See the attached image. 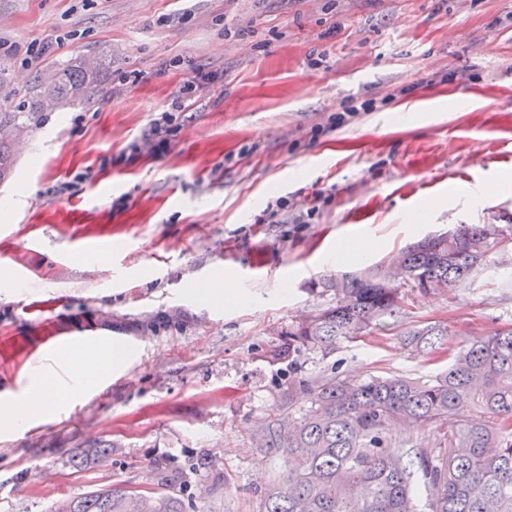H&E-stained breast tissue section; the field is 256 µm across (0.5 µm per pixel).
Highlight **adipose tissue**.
Instances as JSON below:
<instances>
[{"label":"adipose tissue","instance_id":"1","mask_svg":"<svg viewBox=\"0 0 512 512\" xmlns=\"http://www.w3.org/2000/svg\"><path fill=\"white\" fill-rule=\"evenodd\" d=\"M71 351L78 356L72 367L58 372L37 366L23 394H0V431L18 434L33 421L58 416L79 396L96 389L128 356L127 350L118 346L103 350L84 343L72 346Z\"/></svg>","mask_w":512,"mask_h":512}]
</instances>
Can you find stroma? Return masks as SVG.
Masks as SVG:
<instances>
[{
	"label": "stroma",
	"mask_w": 512,
	"mask_h": 512,
	"mask_svg": "<svg viewBox=\"0 0 512 512\" xmlns=\"http://www.w3.org/2000/svg\"><path fill=\"white\" fill-rule=\"evenodd\" d=\"M88 57L94 94L40 113L0 184V280L18 286L0 289V393L22 391L53 334L137 349L105 392L0 434V512L112 486L258 512L288 475L254 436L281 403L272 350L288 326L332 300L337 275L457 224H512V0H0L15 89ZM200 72L216 79L167 146L138 150ZM347 242L363 259L329 266ZM434 323L442 345L403 348L401 332ZM511 325L512 244L465 286L408 292L304 372L429 379L459 342Z\"/></svg>",
	"instance_id": "obj_1"
}]
</instances>
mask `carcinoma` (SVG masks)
<instances>
[{
  "mask_svg": "<svg viewBox=\"0 0 512 512\" xmlns=\"http://www.w3.org/2000/svg\"><path fill=\"white\" fill-rule=\"evenodd\" d=\"M83 70L65 69L35 81L29 103L0 69V183L16 168L15 143L36 125L38 113L81 104L90 93ZM495 244L485 224H458L401 250L411 288L448 291L472 279ZM335 302L291 325L272 350L286 363L283 405L299 417L256 427L260 448L282 452L288 483H271L259 512H512V326L469 337L454 350L448 370L423 381L407 376H340L336 370L295 376L305 351L326 357L400 313L399 287L383 281V265L345 273L328 283ZM448 335L441 325L412 327L402 344L416 351ZM409 428L421 443L406 446L393 428ZM421 475L422 494L412 486ZM62 512H185L173 494L134 493L123 487L88 492Z\"/></svg>",
  "mask_w": 512,
  "mask_h": 512,
  "instance_id": "cac0c4a2",
  "label": "carcinoma"
}]
</instances>
